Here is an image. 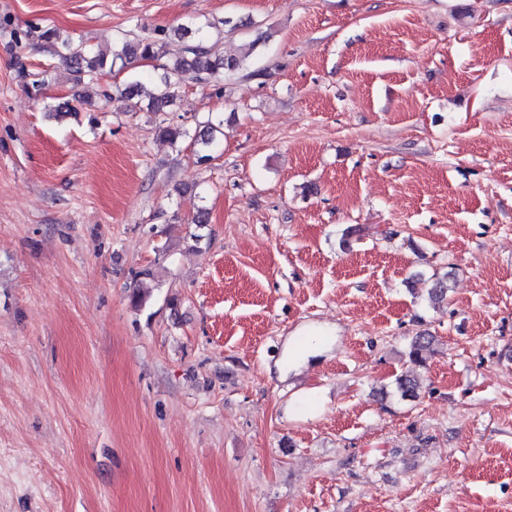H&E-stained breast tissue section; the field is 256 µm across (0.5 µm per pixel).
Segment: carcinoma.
I'll return each mask as SVG.
<instances>
[{"label": "carcinoma", "instance_id": "obj_1", "mask_svg": "<svg viewBox=\"0 0 512 512\" xmlns=\"http://www.w3.org/2000/svg\"><path fill=\"white\" fill-rule=\"evenodd\" d=\"M195 33H197L196 40L184 46L183 54L178 56L171 66L163 68L161 74L153 77V89L146 92L143 89V82L132 80L121 90L120 97L133 98L143 94L147 99L146 111L155 115L164 114L169 111L176 96L178 75L190 73L198 80L217 84L223 81L225 76L243 67L244 58L222 55L216 50L215 45L208 42L204 34V26H198ZM39 38L53 49L76 84L97 78L105 68H114L118 60L122 62V67L126 68L137 60H154L166 54V42L160 38L143 37L126 39L120 44L115 42L110 52L96 50L69 38L62 39L57 30L52 27L43 28ZM222 126L221 121L215 124L212 120H207L203 125V134L196 143L205 150L210 149L217 135L224 134ZM157 130L158 136L172 146L189 136L186 129L168 124L164 119L159 121ZM431 342L430 336L415 337L409 351L411 361L422 362L423 354L429 350Z\"/></svg>", "mask_w": 512, "mask_h": 512}]
</instances>
